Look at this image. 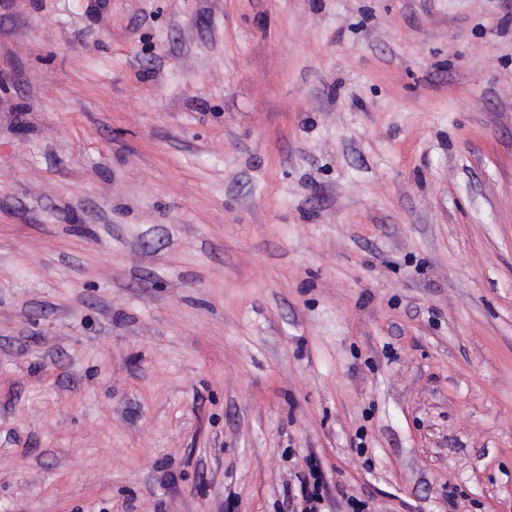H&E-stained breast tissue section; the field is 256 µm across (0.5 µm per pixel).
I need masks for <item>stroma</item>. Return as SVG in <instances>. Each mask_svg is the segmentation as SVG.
I'll return each mask as SVG.
<instances>
[{
    "mask_svg": "<svg viewBox=\"0 0 512 512\" xmlns=\"http://www.w3.org/2000/svg\"><path fill=\"white\" fill-rule=\"evenodd\" d=\"M512 512V0H0V512ZM305 465L308 469V476L304 473V478L301 479L298 477L302 500L299 503V510L297 511L324 512V510H322V478L317 459L312 454H308L305 457Z\"/></svg>",
    "mask_w": 512,
    "mask_h": 512,
    "instance_id": "35a3bbf8",
    "label": "stroma"
}]
</instances>
